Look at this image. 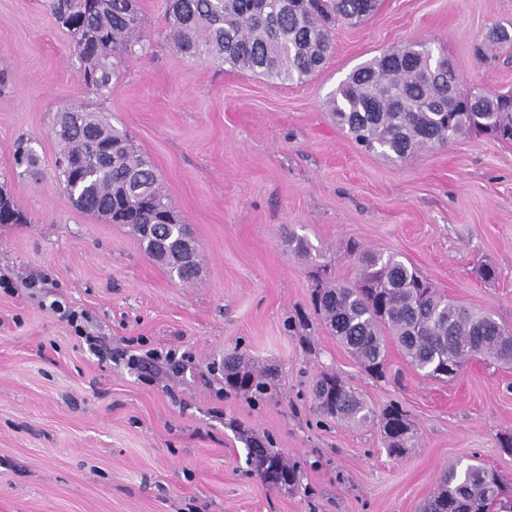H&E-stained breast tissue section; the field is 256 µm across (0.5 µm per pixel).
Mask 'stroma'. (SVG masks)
Segmentation results:
<instances>
[{
  "instance_id": "1",
  "label": "stroma",
  "mask_w": 512,
  "mask_h": 512,
  "mask_svg": "<svg viewBox=\"0 0 512 512\" xmlns=\"http://www.w3.org/2000/svg\"><path fill=\"white\" fill-rule=\"evenodd\" d=\"M139 14L147 52L98 94L47 0H0V188L26 217L0 224V512H421L448 464L473 457L512 487L498 443L512 433V364L472 360L433 380L392 344L377 380L311 304L314 265L355 278L354 241L512 328V143L469 132L394 161L361 151L329 109L351 71L410 42L447 56L462 89L512 92V47L492 68L474 53L512 25V0H379L337 24L323 68L289 85L180 54L165 0H139ZM66 106L104 113L150 157L196 239L194 281L172 279L130 225L74 207L51 135ZM22 139L38 174L13 164ZM291 231L315 262L288 250ZM69 310L88 316L95 345ZM232 352L265 376L262 401L225 390ZM149 353L154 367L130 365ZM323 371L375 409L401 406L414 435L403 454L379 426L319 412ZM251 437L298 465L295 486L262 482Z\"/></svg>"
}]
</instances>
